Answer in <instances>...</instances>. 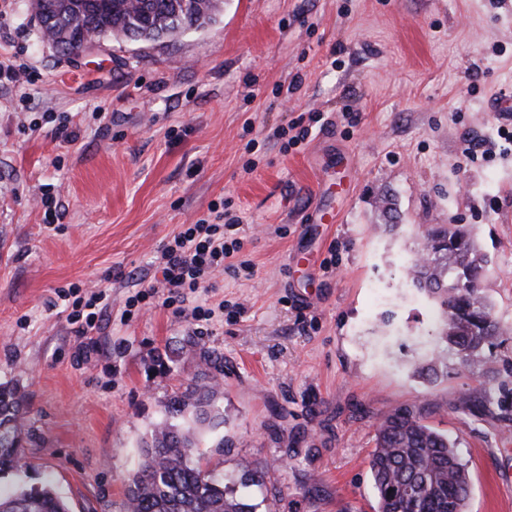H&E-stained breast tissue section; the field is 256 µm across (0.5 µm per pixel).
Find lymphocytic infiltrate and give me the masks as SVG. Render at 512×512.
I'll return each mask as SVG.
<instances>
[{"instance_id": "1", "label": "lymphocytic infiltrate", "mask_w": 512, "mask_h": 512, "mask_svg": "<svg viewBox=\"0 0 512 512\" xmlns=\"http://www.w3.org/2000/svg\"><path fill=\"white\" fill-rule=\"evenodd\" d=\"M208 210V217L181 225L178 232L159 246L152 261L153 278L145 290L127 299L122 312L124 320L136 318L157 303L172 309L176 315H188L197 321L205 319L206 314L199 307L189 306L190 294L204 287L215 274L223 272L226 259L241 248L239 239L227 236L228 231L239 224V217L215 202ZM80 291L79 284L71 283L58 288L56 294L71 307L69 321L76 324L79 333L85 334L95 329L108 298L100 290L86 297L81 296Z\"/></svg>"}]
</instances>
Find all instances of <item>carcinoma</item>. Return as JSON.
Returning a JSON list of instances; mask_svg holds the SVG:
<instances>
[{"instance_id":"cac0c4a2","label":"carcinoma","mask_w":512,"mask_h":512,"mask_svg":"<svg viewBox=\"0 0 512 512\" xmlns=\"http://www.w3.org/2000/svg\"><path fill=\"white\" fill-rule=\"evenodd\" d=\"M218 0H35L43 34L64 54L79 50L90 31L160 42L215 20ZM425 257L413 268L417 288L442 310L440 341L467 362L502 335L482 288L486 260L465 224H429ZM219 382L188 384L167 411L193 409L194 421L224 422L214 405ZM25 411L18 388L0 383V473L23 467ZM195 428L165 422L145 442L143 464L125 490V512H257L260 504L236 486L267 488V476L245 469L238 484L218 482L195 458ZM377 512H464L470 473L455 442L411 408L382 415L369 454ZM0 512H70L53 485L0 492Z\"/></svg>"}]
</instances>
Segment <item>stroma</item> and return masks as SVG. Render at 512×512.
I'll return each instance as SVG.
<instances>
[{
  "label": "stroma",
  "mask_w": 512,
  "mask_h": 512,
  "mask_svg": "<svg viewBox=\"0 0 512 512\" xmlns=\"http://www.w3.org/2000/svg\"><path fill=\"white\" fill-rule=\"evenodd\" d=\"M0 10V55L35 74L0 82V381L30 432L0 486L125 512L142 441L209 358L224 422L202 463L262 469L270 512H376L368 455L398 407L456 441L468 512H512V143L492 109L512 93V0H222L204 27L79 56L43 39L32 0ZM218 201L242 247L190 299L210 320H122L157 247ZM449 223L474 229L503 330L467 362L408 277L426 226ZM71 283L108 297L87 338L55 294ZM477 387L479 414L459 402Z\"/></svg>",
  "instance_id": "35a3bbf8"
}]
</instances>
